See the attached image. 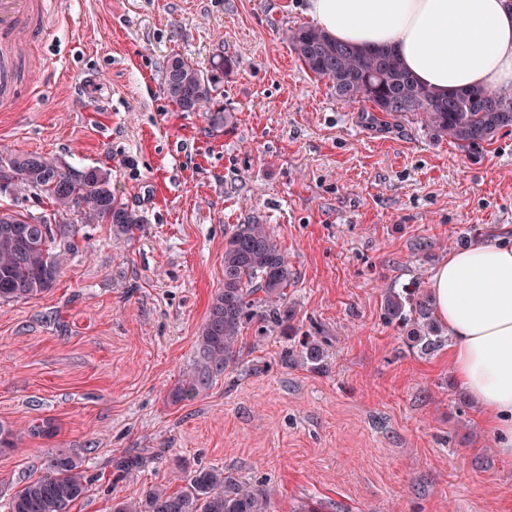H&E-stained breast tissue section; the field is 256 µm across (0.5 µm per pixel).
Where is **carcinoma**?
<instances>
[{
  "label": "carcinoma",
  "instance_id": "cac0c4a2",
  "mask_svg": "<svg viewBox=\"0 0 512 512\" xmlns=\"http://www.w3.org/2000/svg\"><path fill=\"white\" fill-rule=\"evenodd\" d=\"M291 51L304 68L330 82L336 97L369 106L386 115L411 113L424 128L471 153L500 130L512 128V99L473 87L448 93L418 83L388 48L361 49L329 38L318 27L301 24L288 30ZM230 62L220 59L202 70L180 55L168 58L163 93L183 112H208L214 126L232 115L215 96ZM11 180L9 196L19 200L39 193L52 204L39 216L0 208V302L29 299L54 288L63 261L72 251L67 225L110 224L127 233L142 218L112 193L110 175L98 168L65 171L55 157L38 153L0 154V180ZM294 279L288 257L266 224L236 225L224 243V288L213 298L197 338V356L181 384L170 391L179 403L199 393L236 359L241 329L254 317L283 325L288 310L285 289ZM263 296L254 297L257 292ZM386 317L419 327L413 341L425 352L445 343L433 316L431 299L390 290ZM303 358L318 364L324 348L314 338L301 343ZM144 465L126 454L112 461L121 475ZM177 491L150 488L139 501L121 500L112 512H271V491L251 486L219 467L202 468L180 477ZM87 490L82 462L56 452L48 456L46 473L29 481L9 498L6 512H71Z\"/></svg>",
  "mask_w": 512,
  "mask_h": 512
}]
</instances>
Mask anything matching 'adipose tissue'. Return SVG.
<instances>
[{"label": "adipose tissue", "instance_id": "adipose-tissue-1", "mask_svg": "<svg viewBox=\"0 0 512 512\" xmlns=\"http://www.w3.org/2000/svg\"><path fill=\"white\" fill-rule=\"evenodd\" d=\"M306 8L336 41L391 48L423 85L512 98V0H307ZM431 288L456 378L512 454V244L454 251Z\"/></svg>", "mask_w": 512, "mask_h": 512}]
</instances>
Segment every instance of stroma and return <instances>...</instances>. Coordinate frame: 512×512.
Segmentation results:
<instances>
[{"label": "stroma", "mask_w": 512, "mask_h": 512, "mask_svg": "<svg viewBox=\"0 0 512 512\" xmlns=\"http://www.w3.org/2000/svg\"><path fill=\"white\" fill-rule=\"evenodd\" d=\"M305 0H48L25 106L0 105V148L109 173L144 219L74 224L79 250L40 296L0 303V512L48 453L93 481L72 512H112L178 466L272 487L273 512H512V456L447 349L388 321L391 288L430 293L461 245L512 243V129L473 155L409 114L337 99L285 39ZM181 55L233 60L215 128L163 94ZM269 226L295 272L281 328L245 322L235 363L172 403L224 286L234 225ZM322 341L313 370L303 337ZM145 465L122 480L112 460Z\"/></svg>", "instance_id": "1"}]
</instances>
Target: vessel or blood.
I'll list each match as a JSON object with an SVG mask.
<instances>
[{
    "instance_id": "1",
    "label": "vessel or blood",
    "mask_w": 512,
    "mask_h": 512,
    "mask_svg": "<svg viewBox=\"0 0 512 512\" xmlns=\"http://www.w3.org/2000/svg\"><path fill=\"white\" fill-rule=\"evenodd\" d=\"M48 15L43 0H0V102L18 106L14 66L21 49L42 33Z\"/></svg>"
}]
</instances>
